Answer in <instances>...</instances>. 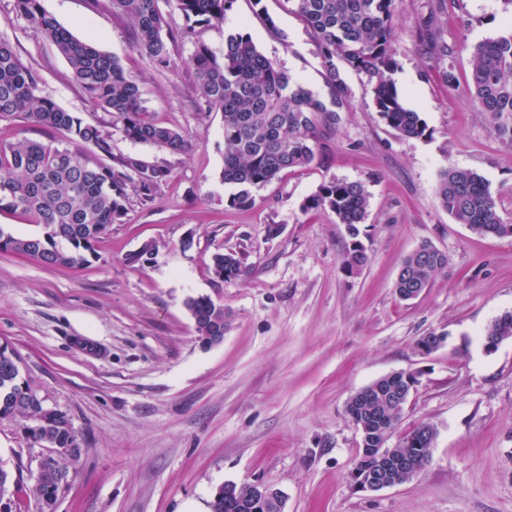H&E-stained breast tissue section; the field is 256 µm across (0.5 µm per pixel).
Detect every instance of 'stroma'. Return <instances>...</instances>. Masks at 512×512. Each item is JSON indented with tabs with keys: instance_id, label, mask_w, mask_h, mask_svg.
I'll use <instances>...</instances> for the list:
<instances>
[{
	"instance_id": "stroma-1",
	"label": "stroma",
	"mask_w": 512,
	"mask_h": 512,
	"mask_svg": "<svg viewBox=\"0 0 512 512\" xmlns=\"http://www.w3.org/2000/svg\"><path fill=\"white\" fill-rule=\"evenodd\" d=\"M237 0L224 23L186 21L163 4L171 64L161 68L134 45L132 25L109 0H42L76 37L116 56L137 82L154 119L182 129L190 155L128 140L111 115L75 82L67 61L0 0V36L39 77V89L65 111L99 124L114 154L167 169L150 194L129 195L82 267L49 266L0 252V345L46 407L67 414L81 447L56 512H208L227 483L279 489L285 512H512V338L493 352L483 334L512 311V237H483L441 208L437 174L448 166L482 175L512 222V140L498 134L467 95L475 48L512 19V0H394L398 68L405 105L427 134L398 136L375 109L364 74L340 65L352 107L342 113L321 160L254 190L251 205L229 207L222 115L208 111L188 60L196 44L213 50L248 32L258 50L317 95L326 76L302 18L289 0ZM435 16L455 65L449 83L417 33ZM279 29L271 34L264 22ZM336 177L371 194L363 242L369 261L346 276L343 225L302 203ZM281 234L268 238L266 227ZM448 264L429 288L401 300L394 283L421 243ZM241 255L247 273L220 281L215 253ZM140 260L129 263L131 255ZM210 296L223 304L224 338L202 343L185 307ZM447 341L429 355L427 333ZM97 347H75V339ZM405 371L417 378L396 432L428 423L436 439L428 465L409 481L358 490L350 472L361 436L346 407L375 379ZM8 422L0 459L24 487L13 512H40L30 495L45 455Z\"/></svg>"
}]
</instances>
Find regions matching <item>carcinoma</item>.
I'll list each match as a JSON object with an SVG mask.
<instances>
[{"label": "carcinoma", "mask_w": 512, "mask_h": 512, "mask_svg": "<svg viewBox=\"0 0 512 512\" xmlns=\"http://www.w3.org/2000/svg\"><path fill=\"white\" fill-rule=\"evenodd\" d=\"M112 12L132 24L139 50L160 67L168 63L164 38L167 29L159 0H109ZM188 22H222L236 0H173ZM306 24L326 73L328 97L323 98L293 80L282 67L264 56L251 35L238 32L215 51L196 45L190 58L206 108L222 114L224 170L222 181L234 189L228 205L243 207L252 192L281 177L288 170L311 167L321 148L336 135L340 113L350 105V92L340 76L341 61L364 74L372 86L376 111L403 138H420L427 126L420 114L407 108L392 79L398 67L393 28L394 0H291ZM15 8L28 24L53 43L69 63L74 80L97 106L112 116V125L131 141L160 146L172 154H186L192 143L178 128L155 121L136 82L116 57L76 38L47 12L41 0H15ZM421 37L436 55L444 54L434 17L420 29ZM468 93L479 111L496 124L498 133L512 139V23L501 33L478 45L472 58ZM24 118L66 136L68 145L49 140L21 138L0 144V209L28 216L41 233L16 237L0 227V252L33 256L46 265L84 266L94 256L95 245L127 214L128 188L149 195L167 171L130 155L112 153L111 136L98 125L59 107L42 95L36 74L26 66L9 40L0 37V122ZM437 197L457 224L480 236L512 233V224L501 216L489 184L477 172L449 166L440 170ZM370 206L361 182L332 177L319 185L302 204L304 210H328L345 226L351 241L341 267L359 275L369 256L358 240ZM65 241L69 248L59 247ZM445 253L425 242L403 261L395 291L404 300L415 299L429 287L431 278L447 265ZM212 272L224 281L238 279L246 267L238 253L214 256ZM186 306L199 338L224 335V306L208 296L188 299ZM485 335L502 340L512 337V312L497 317ZM18 355L0 347V422L11 420L27 432L40 424L38 439L56 448H70L79 457L81 448L67 416L45 406L44 400L21 376ZM413 374L392 372L373 381L364 393L354 394L347 413L362 429L365 452L357 470H376L401 458L412 459L417 469L430 460L436 431L421 424L391 448L385 443L395 431L403 410L393 397L409 389ZM384 455H379V450ZM51 477L39 479L32 489L51 512L59 494L68 487L70 472H61L55 460L46 464ZM22 491L0 460V500L9 485ZM247 489L227 483L211 502L212 512H244L240 501Z\"/></svg>", "instance_id": "obj_1"}]
</instances>
